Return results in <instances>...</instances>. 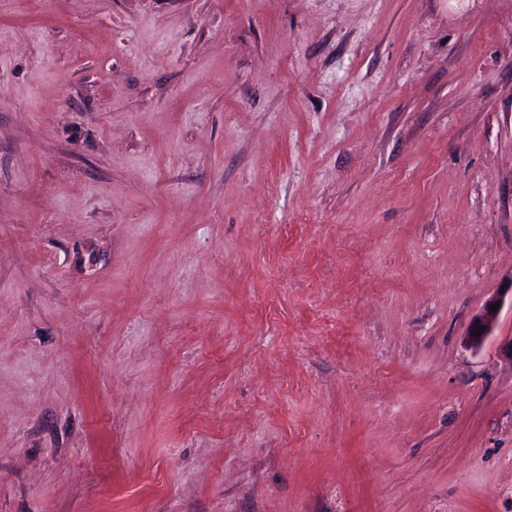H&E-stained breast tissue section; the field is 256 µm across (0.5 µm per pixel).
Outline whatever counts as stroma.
Instances as JSON below:
<instances>
[{
    "instance_id": "stroma-1",
    "label": "stroma",
    "mask_w": 512,
    "mask_h": 512,
    "mask_svg": "<svg viewBox=\"0 0 512 512\" xmlns=\"http://www.w3.org/2000/svg\"><path fill=\"white\" fill-rule=\"evenodd\" d=\"M512 0H0V512H512ZM508 289L509 288H506V290ZM506 290L501 293L493 294L489 299H487L480 312L471 321L465 337L466 344L469 347L480 349L486 340L492 335L494 325L504 304ZM494 304H499V307L497 310H490V305ZM480 327H484V332H481L480 336H474V333Z\"/></svg>"
}]
</instances>
